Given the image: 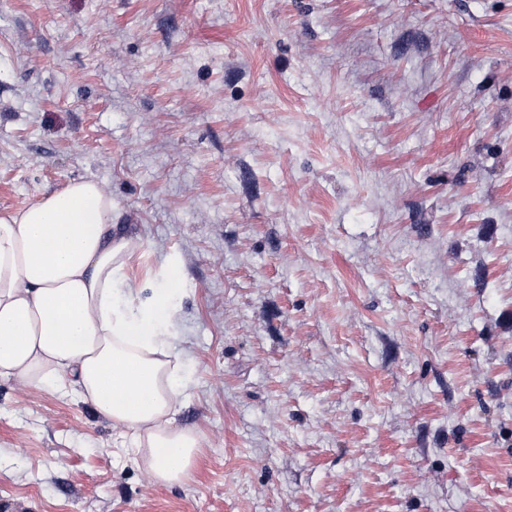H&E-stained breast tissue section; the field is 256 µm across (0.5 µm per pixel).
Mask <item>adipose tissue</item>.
<instances>
[{"mask_svg": "<svg viewBox=\"0 0 512 512\" xmlns=\"http://www.w3.org/2000/svg\"><path fill=\"white\" fill-rule=\"evenodd\" d=\"M134 249L93 180L0 211V380L75 394L132 438L154 483L180 484L202 436L176 422L185 382L156 317L178 280L138 303L125 273Z\"/></svg>", "mask_w": 512, "mask_h": 512, "instance_id": "ef3b65f1", "label": "adipose tissue"}]
</instances>
